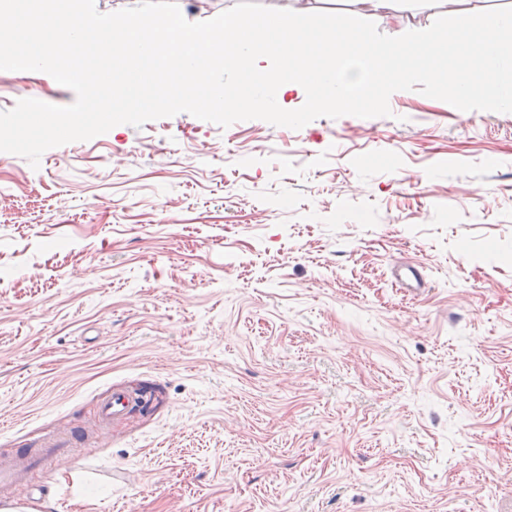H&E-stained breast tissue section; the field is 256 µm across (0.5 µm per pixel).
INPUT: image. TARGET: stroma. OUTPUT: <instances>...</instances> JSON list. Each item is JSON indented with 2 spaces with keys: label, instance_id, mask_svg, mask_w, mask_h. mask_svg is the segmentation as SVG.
<instances>
[{
  "label": "stroma",
  "instance_id": "stroma-1",
  "mask_svg": "<svg viewBox=\"0 0 512 512\" xmlns=\"http://www.w3.org/2000/svg\"><path fill=\"white\" fill-rule=\"evenodd\" d=\"M289 3L81 0L202 33ZM32 95L75 100L0 71V111ZM389 107L8 155L0 468L90 451L28 512H512V112L432 82ZM115 387L147 402L105 423Z\"/></svg>",
  "mask_w": 512,
  "mask_h": 512
}]
</instances>
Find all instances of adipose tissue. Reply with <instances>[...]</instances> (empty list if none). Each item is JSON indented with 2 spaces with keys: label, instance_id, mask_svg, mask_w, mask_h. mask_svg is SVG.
<instances>
[{
  "label": "adipose tissue",
  "instance_id": "adipose-tissue-1",
  "mask_svg": "<svg viewBox=\"0 0 512 512\" xmlns=\"http://www.w3.org/2000/svg\"><path fill=\"white\" fill-rule=\"evenodd\" d=\"M311 0H293L285 23L265 17L224 20V69L249 77V90L238 94L224 87L214 70L200 67L203 44L183 54L177 69L163 65L160 18L131 26L126 17L105 25L106 41L89 34L90 54L125 68L148 90L145 104L160 98L204 94L212 109L232 112L278 111L288 94L304 97L309 107L358 111L383 102L385 93H403L412 85L430 81L470 103L487 101L493 111L512 112V55L500 48V30L512 26V13L481 6L461 7L460 0H441L444 24L410 27L401 24L395 0H353L350 18L335 30L309 28ZM384 14L393 27L387 42H378L366 25ZM48 25L42 31L49 50L65 53L78 42V12L52 0ZM458 40L469 57L467 71L446 70L441 61L449 40ZM490 99H483L484 90Z\"/></svg>",
  "mask_w": 512,
  "mask_h": 512
}]
</instances>
